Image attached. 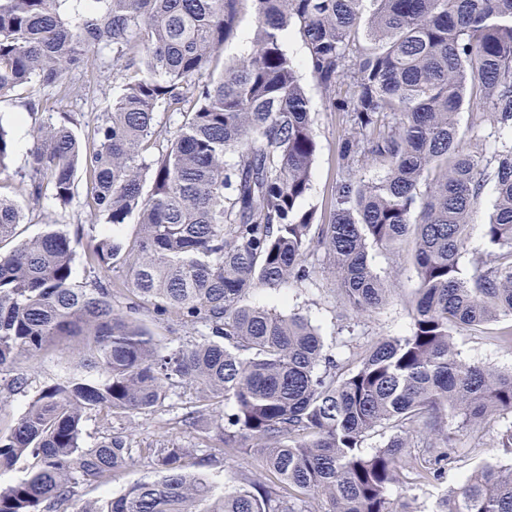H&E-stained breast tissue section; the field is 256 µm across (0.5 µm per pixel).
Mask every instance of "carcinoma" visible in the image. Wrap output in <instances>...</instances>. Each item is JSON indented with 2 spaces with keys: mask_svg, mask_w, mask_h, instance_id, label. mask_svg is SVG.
<instances>
[{
  "mask_svg": "<svg viewBox=\"0 0 512 512\" xmlns=\"http://www.w3.org/2000/svg\"><path fill=\"white\" fill-rule=\"evenodd\" d=\"M251 5V50L206 74ZM297 30L306 65L346 123L341 176L326 224L299 201L318 144L309 100L284 39ZM134 77L82 140L65 115L37 131L16 191L0 195V374L22 390L19 358L73 339L82 368L42 388L0 428V471L32 459L0 487V512H68L80 480L153 476L75 512H421L393 497L410 464L419 484L456 461L457 428L480 432L512 412V372L462 360L454 330L512 317V140L466 151L470 127L512 131V0H0V98L38 85L54 102L80 97L77 69ZM165 105L178 117L156 129ZM166 140L148 162L152 140ZM493 168L485 233L494 253L459 262ZM101 230L85 264L123 270L124 285L160 317L201 325L200 339L160 344L112 302V279L74 280V249L58 224L14 243L26 210L68 207L79 174ZM136 219L131 241L112 229ZM411 249L417 285L406 334L357 343L354 328L324 348L299 312L253 305L259 287L311 278L326 258L351 317L385 306L393 289L372 249ZM187 394L189 447L133 446L112 419L151 416ZM99 417L91 444L82 423ZM385 438L369 452L366 441ZM487 461L437 498L432 512H512V425ZM247 454L255 465L216 493L205 469Z\"/></svg>",
  "mask_w": 512,
  "mask_h": 512,
  "instance_id": "1",
  "label": "carcinoma"
}]
</instances>
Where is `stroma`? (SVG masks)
Returning a JSON list of instances; mask_svg holds the SVG:
<instances>
[{
  "instance_id": "obj_1",
  "label": "stroma",
  "mask_w": 512,
  "mask_h": 512,
  "mask_svg": "<svg viewBox=\"0 0 512 512\" xmlns=\"http://www.w3.org/2000/svg\"><path fill=\"white\" fill-rule=\"evenodd\" d=\"M284 47L298 63V77L310 100L313 118V134L318 151L311 169L310 190L300 202L302 209L314 210L317 223H327L330 210L331 187L340 175L339 148L345 124L339 113L333 112L324 93L305 64L306 50L297 31H290L284 41ZM74 81L85 82L90 92L88 96L70 100L63 106L64 111L72 113L77 123V133H86L96 115L104 112L113 97L121 91V80L115 79L111 71L87 69L73 72ZM28 93L21 90L12 96L0 99V125L8 130L13 142V153L8 167L0 173V195L12 196L13 188L19 180V173L25 167L27 152L31 147L37 128L46 123L47 110H29L25 104ZM315 273L312 280L292 282L277 288H264L251 295V303L285 312H298L305 315L320 330L326 349H333L334 340L342 324L340 310L336 305L330 275L325 270L322 254L312 259ZM371 262L381 278L392 284L395 293L389 304L375 313L361 318L355 328L357 335L371 338L397 336L408 328L406 303L411 296L417 275L412 262L403 255L384 250H373ZM136 317L140 324L153 333L161 344L175 347L192 339V328L182 326L176 319L157 316L152 305L141 304ZM497 324H490L487 333H478L468 328H459L454 332V342L461 359L478 362L500 371H512V350L494 345L490 333L496 332ZM76 361L70 348L51 347L45 354L30 360H21L20 372L28 378L24 390L17 391L0 399V421L9 422L28 406L37 391L45 386L62 381L70 367ZM181 401L174 398L165 401L155 417H138L135 424L125 425L126 433L132 434L141 446H148L162 439L180 444H188L192 436L176 419L180 415ZM512 420V415L503 414L490 420L483 429L486 443L475 447L471 429L463 428L457 432V446L461 456L453 467L449 468L444 484L433 483L414 487L410 469H403L401 481L395 488V496L416 495L421 512H431L436 499L442 494L445 485L459 481L462 475L471 473L485 459H496L499 449L493 448L490 441L498 428Z\"/></svg>"
}]
</instances>
